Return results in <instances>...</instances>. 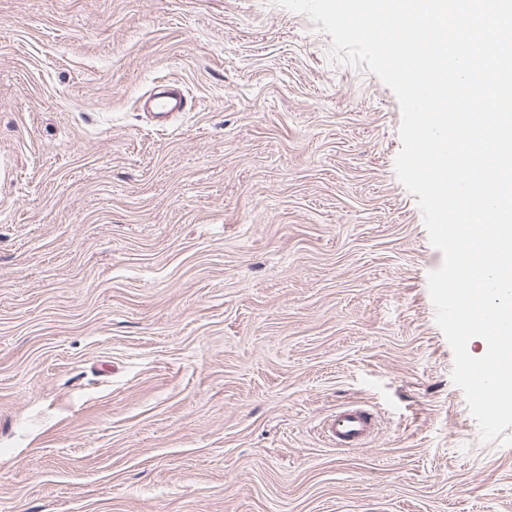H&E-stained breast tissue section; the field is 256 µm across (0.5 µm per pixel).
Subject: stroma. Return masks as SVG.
I'll return each mask as SVG.
<instances>
[{
	"label": "stroma",
	"instance_id": "1",
	"mask_svg": "<svg viewBox=\"0 0 512 512\" xmlns=\"http://www.w3.org/2000/svg\"><path fill=\"white\" fill-rule=\"evenodd\" d=\"M401 123L277 0H0V512H512ZM137 108L150 114L167 127L166 120L175 112L188 109V99L183 89L176 84L164 83L155 86L150 93L137 100ZM165 120V121H164ZM380 428V417L372 409L348 406L336 410L323 424V433L336 448L368 447Z\"/></svg>",
	"mask_w": 512,
	"mask_h": 512
}]
</instances>
